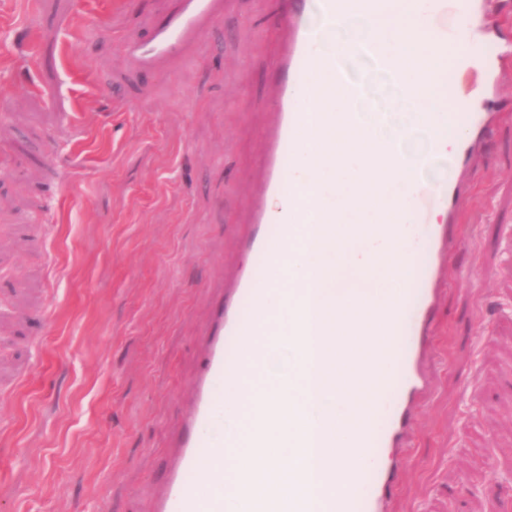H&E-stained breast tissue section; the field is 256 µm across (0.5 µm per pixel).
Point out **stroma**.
Listing matches in <instances>:
<instances>
[{
    "mask_svg": "<svg viewBox=\"0 0 512 512\" xmlns=\"http://www.w3.org/2000/svg\"><path fill=\"white\" fill-rule=\"evenodd\" d=\"M172 6L0 0V512H153L251 263L292 3L226 0L200 61L134 68L124 38ZM490 109L394 512H512V66Z\"/></svg>",
    "mask_w": 512,
    "mask_h": 512,
    "instance_id": "stroma-1",
    "label": "stroma"
}]
</instances>
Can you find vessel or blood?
I'll return each instance as SVG.
<instances>
[{
  "label": "vessel or blood",
  "instance_id": "1",
  "mask_svg": "<svg viewBox=\"0 0 512 512\" xmlns=\"http://www.w3.org/2000/svg\"><path fill=\"white\" fill-rule=\"evenodd\" d=\"M343 6L344 0H299L294 13L283 21L288 49L278 62L284 80L274 101L276 121L266 155L267 197L292 193V148L308 128L304 110L306 76L316 65L310 47L317 34L306 15L313 9L332 17ZM223 15L224 0H177L175 9L153 24L149 39L131 36L125 40V58L146 70L164 69L175 60L197 62L208 31ZM452 15L469 31L465 58L450 71L429 75V83L447 99L450 111L425 121L424 126L444 134L458 129L469 131V139L461 141L453 155V165L459 168L467 162L472 136L486 137L491 130L483 110L484 97L479 92L464 91L465 77L475 71L486 76L488 82H495L498 61L512 52V45L502 41L488 24L480 0H461L453 14L448 11L447 0H430L429 22L435 30L447 32ZM457 194L458 185L452 179L436 188L415 185L410 196L416 229L408 253L410 288L388 307L355 306L350 310L353 323L345 335L353 345L364 349L374 367L373 374L356 386L369 411L360 422V432L351 438L352 447L364 450L367 468L350 491L323 497L320 512H391L397 476L410 462L418 410L434 387L429 370L434 357L431 332L444 262L462 244L455 224L435 223L433 216L453 212ZM254 221L256 230L249 251L255 262L216 313L192 380L193 403L181 418L179 451L155 512H237L240 506L235 490L240 462L233 453L237 434L223 429L215 389L220 384L235 387L237 404L250 401L241 379L247 363L263 356L255 336L271 310L265 284L291 236L289 225L268 223L263 213H256ZM288 474L296 489L294 512H310L311 493L304 488V470L296 463ZM224 483L232 492L218 495L217 489ZM204 485L213 488V495H201Z\"/></svg>",
  "mask_w": 512,
  "mask_h": 512
}]
</instances>
